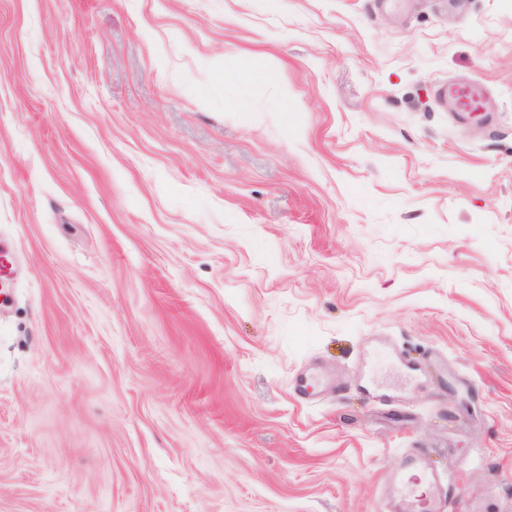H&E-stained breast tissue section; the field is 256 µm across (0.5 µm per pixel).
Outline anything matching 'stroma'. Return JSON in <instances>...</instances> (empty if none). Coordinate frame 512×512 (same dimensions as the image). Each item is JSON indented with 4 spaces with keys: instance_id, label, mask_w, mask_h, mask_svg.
<instances>
[{
    "instance_id": "obj_1",
    "label": "stroma",
    "mask_w": 512,
    "mask_h": 512,
    "mask_svg": "<svg viewBox=\"0 0 512 512\" xmlns=\"http://www.w3.org/2000/svg\"><path fill=\"white\" fill-rule=\"evenodd\" d=\"M0 237V512H512V0H0Z\"/></svg>"
}]
</instances>
